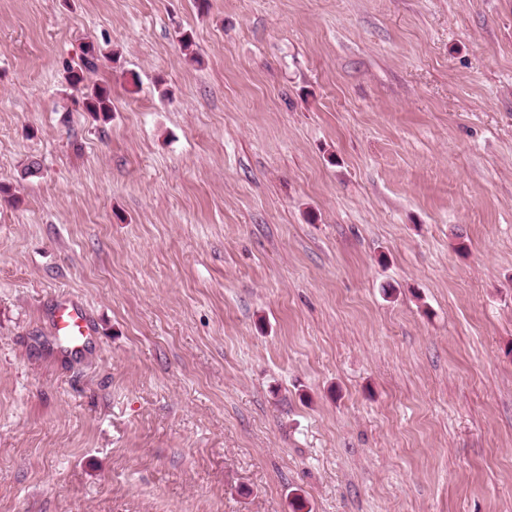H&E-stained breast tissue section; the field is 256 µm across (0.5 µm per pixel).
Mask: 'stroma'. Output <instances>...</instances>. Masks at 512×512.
<instances>
[{"instance_id": "obj_1", "label": "stroma", "mask_w": 512, "mask_h": 512, "mask_svg": "<svg viewBox=\"0 0 512 512\" xmlns=\"http://www.w3.org/2000/svg\"><path fill=\"white\" fill-rule=\"evenodd\" d=\"M297 494L512 512V0H0V512ZM97 59L95 48L93 46H87L83 50L81 63L77 68L66 67L65 79L69 86L81 91L82 94L85 95L84 105L87 112L101 114L103 118H106L108 114L112 112V100L109 92L103 87H90L89 84H87L88 74L97 69ZM56 336H63L72 345V351H79L91 336V325L85 311L65 299L57 302L53 312Z\"/></svg>"}]
</instances>
